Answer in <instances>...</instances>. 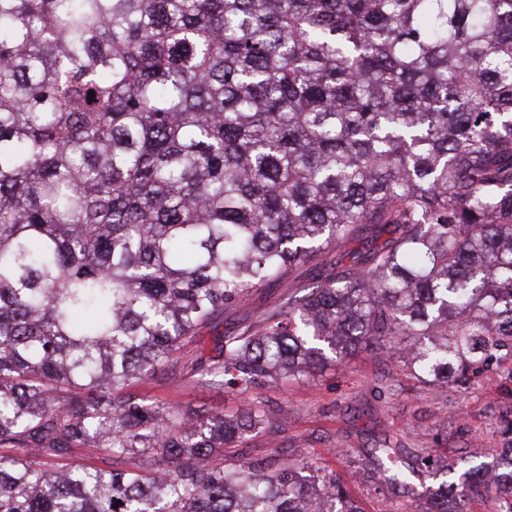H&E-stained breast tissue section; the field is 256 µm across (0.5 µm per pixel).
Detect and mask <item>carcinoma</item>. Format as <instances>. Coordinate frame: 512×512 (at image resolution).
<instances>
[{
  "mask_svg": "<svg viewBox=\"0 0 512 512\" xmlns=\"http://www.w3.org/2000/svg\"><path fill=\"white\" fill-rule=\"evenodd\" d=\"M362 351L385 401L512 382V0H0V512H362L307 458L224 453L283 430L261 388ZM184 372L252 398L131 390ZM498 434L472 465L385 431L354 476L395 512L512 504ZM336 258V249H331L323 254L318 260L308 263L297 269L288 284L293 287H303L312 283L318 274L326 273L332 270L334 259ZM285 289L279 286L260 288L253 292L245 304L224 311V317L216 325L200 331L198 343L185 348L182 352V364L187 363V365H190L201 355H210L217 340L220 336H224V330L227 327L233 324L258 320L267 310L279 302L281 294ZM133 389L141 395L159 398L201 416L236 409L245 397L230 384H224L221 389H213L189 382L179 373L162 381L147 380L135 385Z\"/></svg>",
  "mask_w": 512,
  "mask_h": 512,
  "instance_id": "cac0c4a2",
  "label": "carcinoma"
}]
</instances>
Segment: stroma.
<instances>
[{"label":"stroma","mask_w":512,"mask_h":512,"mask_svg":"<svg viewBox=\"0 0 512 512\" xmlns=\"http://www.w3.org/2000/svg\"><path fill=\"white\" fill-rule=\"evenodd\" d=\"M281 294V287H264L253 292L245 304L226 310L216 325L201 330L197 343L185 348L184 363L210 355L227 327L258 320L278 303ZM392 368V363L361 352L342 365L298 382L263 389L262 396L271 409L287 413L288 430L277 439L263 434L252 436L245 443L246 456L253 460L274 455L316 460L346 482L363 512H391V500L375 495L368 485L351 477L357 450L371 435L390 430L404 435L415 447L430 448L434 445L435 423L444 418L448 421V447L469 444L471 453L482 461L498 447L497 414L492 402L499 399L506 382L502 372L487 373L478 386L458 397L456 406L449 408L444 394L432 388L404 391L387 405L377 401L369 385ZM136 390L202 416L237 408L243 399L233 386L213 389L178 375L145 381L137 384Z\"/></svg>","instance_id":"obj_1"}]
</instances>
